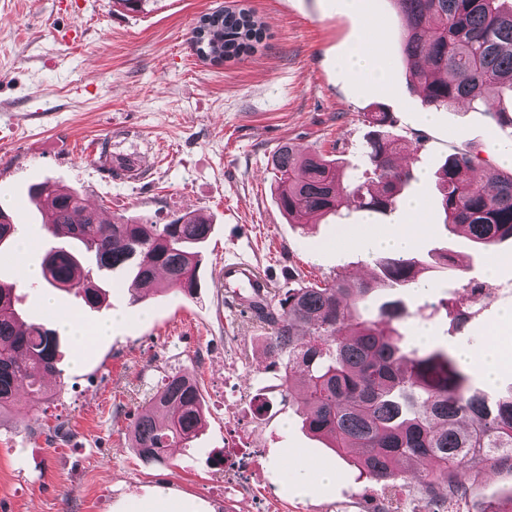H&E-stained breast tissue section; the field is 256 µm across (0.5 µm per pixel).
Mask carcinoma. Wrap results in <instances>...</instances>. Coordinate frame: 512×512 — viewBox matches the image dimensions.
Returning <instances> with one entry per match:
<instances>
[{
  "label": "carcinoma",
  "instance_id": "cac0c4a2",
  "mask_svg": "<svg viewBox=\"0 0 512 512\" xmlns=\"http://www.w3.org/2000/svg\"><path fill=\"white\" fill-rule=\"evenodd\" d=\"M405 20L403 51L413 62L411 86L436 111L458 103L476 109L503 87L512 90V8L501 0H394ZM201 49L213 60L250 53L264 28L245 8L202 17ZM362 157L367 183L350 177L321 154H301L282 145L272 158L278 201L288 218L303 221L347 201L363 211L396 209L410 174L395 163L402 138L389 113L371 115ZM478 156L457 152L438 171L444 224L471 241L495 246L512 240V171L487 180L474 177ZM48 235L66 239L43 259L44 280L56 289L83 294L93 305L106 296L100 275L132 277L131 289L158 287L191 296L197 288L199 248L211 225L188 214L167 224L119 217L103 224L81 193L45 181L35 187ZM81 222L74 224L71 217ZM0 209V241H16L17 227ZM377 275L350 279L338 272L299 283L283 293L250 301L256 321L268 326L265 349L283 371L286 393L299 389L304 422L338 453H356L366 478L403 492L417 491L426 508L461 512L471 485L484 474L479 464L512 472V388L490 396L471 383V368L440 346L405 351L398 323L407 314L400 300L384 302L378 314H353L375 296L425 286L412 259L377 256ZM11 284L0 283V415L20 391L41 393L44 376L61 375L59 338L42 324H26ZM202 396L193 375L167 377L130 427L132 445L146 465L163 464L167 450L189 446L202 426ZM425 466L407 481L404 463Z\"/></svg>",
  "mask_w": 512,
  "mask_h": 512
}]
</instances>
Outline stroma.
I'll return each mask as SVG.
<instances>
[{
  "mask_svg": "<svg viewBox=\"0 0 512 512\" xmlns=\"http://www.w3.org/2000/svg\"><path fill=\"white\" fill-rule=\"evenodd\" d=\"M244 6L265 27L253 53L215 66L195 53L198 20ZM375 30L389 64L383 85L341 67L367 30ZM405 23L394 0H144L130 11L117 0H0V206L37 230L27 262L41 264L49 238L29 197L51 180L79 190L105 217L144 216L158 224L191 213L212 226L191 297L149 293L134 300L109 287L100 307L56 291V313L40 304L42 284L21 282L16 263L0 261V281L23 295L22 317L56 328L57 313L87 327L113 322L112 334L79 346L61 336L62 377L47 395L26 394L0 416V512H141L162 494L192 512H424L420 501L394 497L361 477L355 457L328 448L303 426L300 395L285 396L281 372L265 350V329L249 313L224 305V260L238 255L266 276L272 290L343 273L373 274V237L392 230L399 211L369 223L341 207L309 224L289 223L274 192L271 157L292 144L362 167L371 130L367 113L383 108L407 142L397 161L420 199L424 232L410 255L436 264L449 256L455 278L423 273L425 292L403 291L408 315L398 329L406 348H481L512 308V242L479 249L443 225L436 173L448 155L479 151L478 177L502 171L495 109L459 104L426 122L403 54ZM130 159L137 178L110 172L107 154ZM495 274H488V267ZM488 299L473 303L472 285ZM431 331L428 340L417 334ZM187 370L199 383L205 425L165 464L142 463L130 440L136 415L162 380ZM239 404L224 412L225 400ZM270 413L251 416L252 401ZM241 445L253 467L244 485L224 492L213 466L227 443ZM295 448L310 466L331 468L336 483L302 495L281 464ZM512 496V473L496 471L476 487L467 512Z\"/></svg>",
  "mask_w": 512,
  "mask_h": 512,
  "instance_id": "35a3bbf8",
  "label": "stroma"
}]
</instances>
